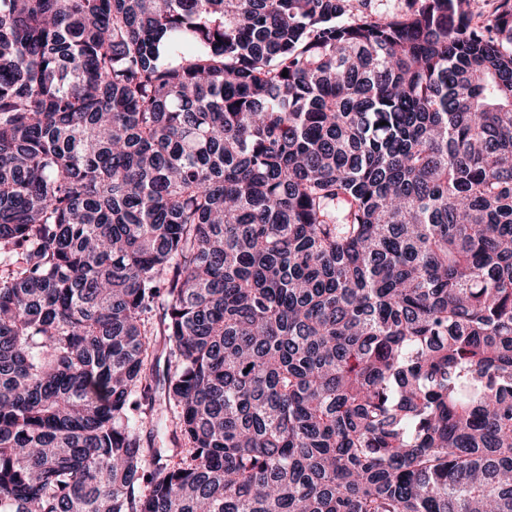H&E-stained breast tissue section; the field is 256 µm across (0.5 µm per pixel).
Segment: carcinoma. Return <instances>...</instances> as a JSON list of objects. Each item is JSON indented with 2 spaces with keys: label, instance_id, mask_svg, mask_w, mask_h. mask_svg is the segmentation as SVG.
Returning a JSON list of instances; mask_svg holds the SVG:
<instances>
[{
  "label": "carcinoma",
  "instance_id": "obj_1",
  "mask_svg": "<svg viewBox=\"0 0 512 512\" xmlns=\"http://www.w3.org/2000/svg\"><path fill=\"white\" fill-rule=\"evenodd\" d=\"M353 9L0 0V512H512V0Z\"/></svg>",
  "mask_w": 512,
  "mask_h": 512
}]
</instances>
